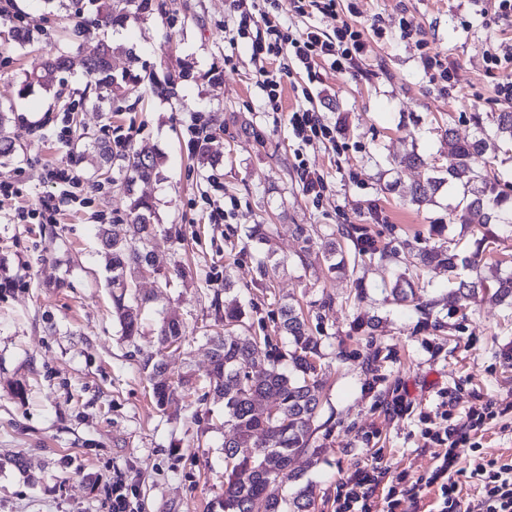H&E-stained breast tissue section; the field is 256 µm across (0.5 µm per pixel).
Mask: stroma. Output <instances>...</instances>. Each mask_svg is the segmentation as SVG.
<instances>
[{"label": "stroma", "mask_w": 512, "mask_h": 512, "mask_svg": "<svg viewBox=\"0 0 512 512\" xmlns=\"http://www.w3.org/2000/svg\"><path fill=\"white\" fill-rule=\"evenodd\" d=\"M162 3L147 19L106 32L112 62L126 67L132 47L152 64L170 48L173 68L189 77L171 98L143 88L130 94L126 111L110 115L83 101L80 114L88 132L110 141L122 129L132 146L160 156L162 180L129 193L119 168L98 172L97 155L77 165L70 159L68 107L82 101L87 83L83 51L70 47L61 85L21 87L24 70L55 51L65 9L0 0V109L17 147L14 160L0 164V183L15 188L0 195V512H111L118 480L129 488L130 512H221L228 429L205 374L207 336L227 297L240 301L252 335L287 347L276 327L289 302L318 340L325 382L311 440L318 462L304 455L293 462L299 483L313 488L314 512H334L337 488L356 465L380 458L411 476L424 473L439 450L425 445L422 417L450 410L460 418L489 399L512 406V305L489 290L455 303L447 272L417 262L434 250L478 257L479 267L459 270L467 281L494 267L510 273L512 224L464 228L455 218L457 187L421 205L410 200L414 182L452 160L445 126L467 139L475 118L489 128L505 109L496 94L502 74L489 70L487 56L512 40V27L494 24L493 0H336L335 12L310 16L296 12L294 0H259L290 32L313 25L330 33L346 21L367 43L358 70L325 68L314 80L288 56L267 60V68L292 71L272 112L230 0ZM403 18L422 38L402 37ZM23 22L33 35L21 45L13 34ZM428 52L447 56L448 87L424 69ZM307 101L336 125V147L293 136L289 116ZM196 119L211 135L204 162L188 145ZM412 150L425 166L399 167ZM301 158L324 177L321 199L297 177ZM67 164L83 204L60 202L50 223H15L18 211L54 195L45 168ZM132 193L156 204L166 230L154 244L156 264L172 277L163 288L133 275V290L146 299L133 343L112 315L109 257L98 241L100 228L125 223ZM216 208L226 211L223 223L209 218ZM300 224L313 226L311 244L297 236ZM365 238L374 256L360 255ZM332 239L346 261L340 273L321 255ZM263 261L277 265L274 279L261 275ZM178 265L184 272L176 277ZM399 281L413 285V300L392 295ZM165 317L188 328L181 347L164 356L167 372L192 382L164 412L140 363L157 353ZM400 396L401 412H389Z\"/></svg>", "instance_id": "obj_1"}]
</instances>
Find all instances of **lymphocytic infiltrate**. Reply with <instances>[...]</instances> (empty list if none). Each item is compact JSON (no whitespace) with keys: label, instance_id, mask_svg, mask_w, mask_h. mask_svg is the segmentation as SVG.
<instances>
[{"label":"lymphocytic infiltrate","instance_id":"f902f5d3","mask_svg":"<svg viewBox=\"0 0 512 512\" xmlns=\"http://www.w3.org/2000/svg\"><path fill=\"white\" fill-rule=\"evenodd\" d=\"M255 26L251 40L255 58L285 54L311 76L323 64L333 70L357 69L366 49L362 31L345 21L330 34L309 28L297 36L283 33L265 15ZM289 122L303 144L336 142L335 126L313 108H296ZM510 413L512 408L488 400L462 418L442 414L440 422L429 423L421 432L425 443L443 449L426 475L414 478L380 461L357 466L340 484L336 512H371L378 491L384 494L387 512H408L432 492L439 496V512H512V461L488 456L478 440L479 434ZM466 485L474 488V497L463 496Z\"/></svg>","mask_w":512,"mask_h":512}]
</instances>
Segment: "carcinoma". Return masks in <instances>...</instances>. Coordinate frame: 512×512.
I'll return each mask as SVG.
<instances>
[{
	"mask_svg": "<svg viewBox=\"0 0 512 512\" xmlns=\"http://www.w3.org/2000/svg\"><path fill=\"white\" fill-rule=\"evenodd\" d=\"M94 18H84V8L74 7L69 0L66 8L76 19L73 33L85 49V73L88 83L97 91L98 111L116 112L118 103L143 86L158 97L171 94L175 76L169 72L168 62L160 60L159 69L137 66V58L130 57V65L117 72L112 67L111 47L99 31L110 27H124L130 21L144 19L162 9L156 0H87ZM67 69L64 49L42 60L25 72L22 89L38 85L45 90L53 87L58 74ZM9 118L0 111V160L13 159L15 147L8 135ZM477 134L470 140L454 139L451 128L445 137L451 142L454 163L445 176H429L411 187L412 202L420 205L432 198L444 184L463 189V207L457 220L469 227L488 224H512V207L506 208L507 195L499 191L500 181L492 168L475 170L470 163L475 154L497 149L498 144L512 143V107L497 113L496 128L488 133L480 120H475ZM75 161H80L88 147L98 151L101 160H114L109 146L98 137L85 133L69 141ZM120 169L125 173V186L130 196L128 224L119 232L100 231V242L111 256L114 313L121 325L124 338L134 341L141 331V308L145 300L132 292L127 281V269L154 267L152 244L159 225L153 222L155 204L135 196L133 185L138 181L157 178L161 174L160 158L150 150L129 148L120 155ZM420 263L428 267L445 268L453 274L457 268L456 255L435 251L418 255ZM494 295L502 302H512V274L492 275ZM484 280L460 281L451 296L458 302L476 299ZM245 312L236 303L224 306V333L208 337L211 344L209 383L214 395L224 400V424L232 435L224 438V462L232 464L224 479L223 512H310L313 488L299 487L290 497L279 493L281 486L296 480L292 473L294 457L310 450L313 425L321 403L322 382L314 357L318 355L317 341L310 336L306 320L294 304L281 308L279 332L288 338V355L269 341H264L267 368L253 375L259 352L257 338L246 334ZM185 339L182 325L175 320L162 322L158 330L161 345H173ZM144 368L150 370L153 398L161 409L177 400V388L166 376L162 360L148 357Z\"/></svg>",
	"mask_w": 512,
	"mask_h": 512,
	"instance_id": "1",
	"label": "carcinoma"
}]
</instances>
